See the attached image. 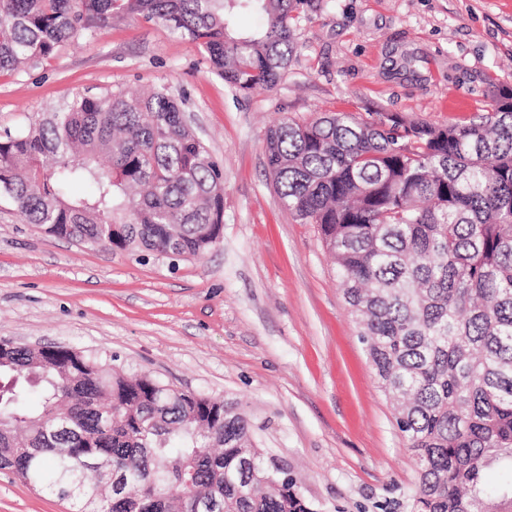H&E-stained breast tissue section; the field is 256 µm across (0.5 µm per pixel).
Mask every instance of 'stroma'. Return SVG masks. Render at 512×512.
Returning <instances> with one entry per match:
<instances>
[{
	"instance_id": "1",
	"label": "stroma",
	"mask_w": 512,
	"mask_h": 512,
	"mask_svg": "<svg viewBox=\"0 0 512 512\" xmlns=\"http://www.w3.org/2000/svg\"><path fill=\"white\" fill-rule=\"evenodd\" d=\"M499 84L512 86V0H328L301 19L283 81L248 93L141 19L0 75V130L78 93L168 87L224 167L220 240L199 259L52 237L0 200V339L80 348L223 399L298 476L314 512H394L416 461L317 225L277 200L265 131L331 112L466 124ZM69 510L0 470V512Z\"/></svg>"
}]
</instances>
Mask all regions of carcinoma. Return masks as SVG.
Segmentation results:
<instances>
[{
    "mask_svg": "<svg viewBox=\"0 0 512 512\" xmlns=\"http://www.w3.org/2000/svg\"><path fill=\"white\" fill-rule=\"evenodd\" d=\"M315 0H0V72L36 67L118 18L161 23L241 92L274 88ZM266 17L250 34L228 14ZM278 202L319 228L379 387L416 458L404 512H512L484 471L512 464V88L477 122L346 112L265 135ZM87 184L83 195L70 192ZM54 237L200 258L224 224V170L164 86L78 94L0 134V199ZM0 469L72 512H314L224 401L68 347L0 339ZM121 488L113 490L114 479Z\"/></svg>",
    "mask_w": 512,
    "mask_h": 512,
    "instance_id": "obj_1",
    "label": "carcinoma"
}]
</instances>
